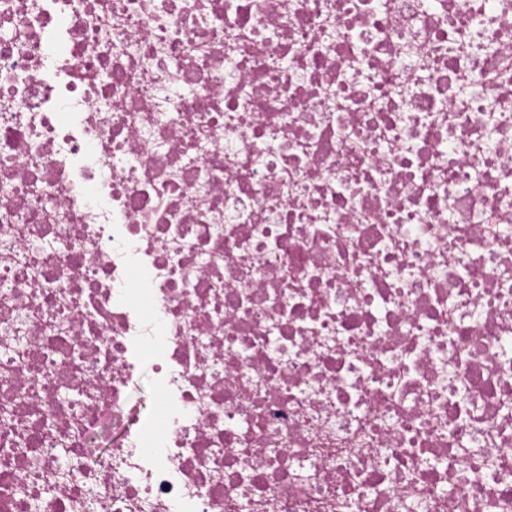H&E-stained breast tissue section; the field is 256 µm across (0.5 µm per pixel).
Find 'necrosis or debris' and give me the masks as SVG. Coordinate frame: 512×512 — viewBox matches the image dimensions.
<instances>
[{
	"label": "necrosis or debris",
	"mask_w": 512,
	"mask_h": 512,
	"mask_svg": "<svg viewBox=\"0 0 512 512\" xmlns=\"http://www.w3.org/2000/svg\"><path fill=\"white\" fill-rule=\"evenodd\" d=\"M0 512H512V0H0Z\"/></svg>",
	"instance_id": "obj_1"
}]
</instances>
